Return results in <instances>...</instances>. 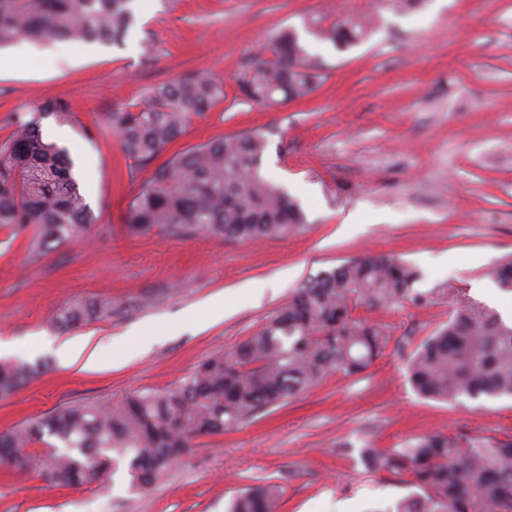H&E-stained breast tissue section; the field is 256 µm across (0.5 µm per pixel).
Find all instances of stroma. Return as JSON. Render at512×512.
<instances>
[{"mask_svg": "<svg viewBox=\"0 0 512 512\" xmlns=\"http://www.w3.org/2000/svg\"><path fill=\"white\" fill-rule=\"evenodd\" d=\"M123 45L30 42L33 67L0 72V118L64 99L69 149L97 218L90 240L41 255L31 231L0 227V338L5 359L40 372L0 398V431L64 403L108 405L175 387L198 362L259 331L305 280L345 260L385 253L414 268L413 297L355 314L385 326L382 356L355 377L319 385L233 432L196 439L155 485L118 463L100 483L57 488L0 464V512H227L246 486L282 488L278 512H393L411 478L368 472L360 450L445 434L512 442V399L461 406L422 398L408 380L416 348L460 302L496 308L487 275L512 260V0H133ZM365 20L367 38L337 51L318 29ZM296 31L317 64L311 95L273 107L238 79L275 30ZM157 48L143 53L144 40ZM224 82V97L171 147L186 151L261 133L262 171L298 198L304 227L239 241L134 234L123 214L137 191L106 112L191 74ZM224 298L228 311L213 314ZM112 312L66 331L71 303ZM86 337L101 365L84 370L57 349Z\"/></svg>", "mask_w": 512, "mask_h": 512, "instance_id": "35a3bbf8", "label": "stroma"}]
</instances>
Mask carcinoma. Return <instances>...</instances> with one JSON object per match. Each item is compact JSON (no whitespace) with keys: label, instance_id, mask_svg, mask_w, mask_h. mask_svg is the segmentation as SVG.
<instances>
[{"label":"carcinoma","instance_id":"carcinoma-1","mask_svg":"<svg viewBox=\"0 0 512 512\" xmlns=\"http://www.w3.org/2000/svg\"><path fill=\"white\" fill-rule=\"evenodd\" d=\"M131 2L0 0V47L46 38L119 44L134 23ZM365 32L354 19L322 31L321 38L345 51ZM317 78L298 34L283 28L249 61L239 87L249 100L272 106L306 97ZM223 98L222 80L198 74L157 85L141 102L106 113V126L131 160L130 180H141L124 213L130 231L254 241L282 237L305 223L300 202L262 174L267 142L258 132L225 136L156 164L193 117ZM48 114L62 122L74 118L63 99L13 112L7 121L14 131L0 142V225L34 229L36 255L83 238L96 223L67 149L43 136ZM416 278L390 256L352 258L305 281L260 331L202 360L172 389L131 394L111 406L69 403L0 432V463L19 473L35 470L51 485L68 488L97 483L124 458L138 485H151L196 438L234 431L330 373L366 371L389 336L354 309L403 302ZM111 312L110 302L76 303L58 323L75 327ZM30 373L26 364L0 363V398L21 388ZM408 378L419 395L453 404L512 397V324L479 303H460L448 324L413 353ZM46 436L63 447L31 454L28 448ZM361 457L374 471L412 477L419 493L401 499L396 512H512L511 442L427 435L385 451L366 447ZM281 495L277 484L255 485L233 497L228 512H276Z\"/></svg>","mask_w":512,"mask_h":512}]
</instances>
